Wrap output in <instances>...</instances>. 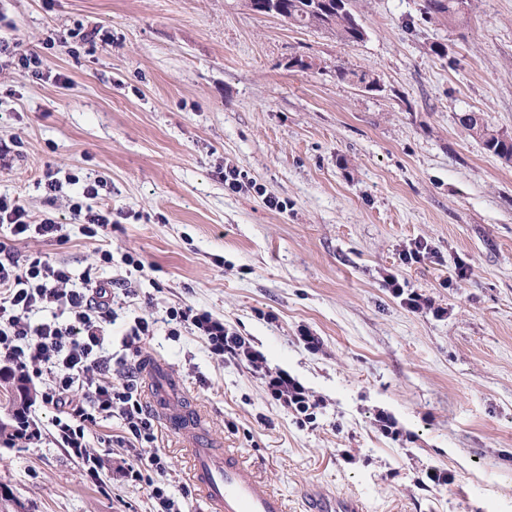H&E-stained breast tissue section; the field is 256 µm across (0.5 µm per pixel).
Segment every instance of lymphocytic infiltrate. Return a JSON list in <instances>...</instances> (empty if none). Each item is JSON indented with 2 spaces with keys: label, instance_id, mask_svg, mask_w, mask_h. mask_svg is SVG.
<instances>
[{
  "label": "lymphocytic infiltrate",
  "instance_id": "obj_1",
  "mask_svg": "<svg viewBox=\"0 0 512 512\" xmlns=\"http://www.w3.org/2000/svg\"><path fill=\"white\" fill-rule=\"evenodd\" d=\"M98 182L84 183L81 198L71 214L81 223L87 238L106 236L112 226V205L98 199ZM98 207H91V200ZM0 224L10 227L11 241H0V367L25 381H39L42 404L61 414L55 438L59 447L99 475V457L89 433L100 422L116 418L123 433L118 442L125 456L118 474L142 482L149 489L152 512H183L181 502L165 483L168 463L162 450L143 454L158 430L137 373L140 362L113 356L105 344L113 322L112 290L93 270L74 278L67 264L46 256L18 257V242L32 238L63 241V227L53 216L33 218L19 198L0 194ZM49 319L32 323L37 312ZM169 335L190 331L205 344L217 363H233L260 380L266 397L284 415L300 423H314L324 400L297 377L282 368H271L253 340L243 336L222 316L190 306L171 308L164 320L138 316L126 332L124 344L133 347L153 336L158 325ZM120 366L124 380L112 385L109 375Z\"/></svg>",
  "mask_w": 512,
  "mask_h": 512
}]
</instances>
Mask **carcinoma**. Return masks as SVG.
Segmentation results:
<instances>
[{"label": "carcinoma", "mask_w": 512, "mask_h": 512, "mask_svg": "<svg viewBox=\"0 0 512 512\" xmlns=\"http://www.w3.org/2000/svg\"><path fill=\"white\" fill-rule=\"evenodd\" d=\"M349 2L350 0H280V16L293 24L330 31L346 43H357L363 40L365 31L357 25ZM462 3L466 5L468 0H423L422 13L431 21L440 18L452 21L462 12ZM336 78L352 84L374 82L370 74L343 65L336 66ZM464 127L481 141L487 151L506 162H512L511 137L490 128L479 117L470 120Z\"/></svg>", "instance_id": "1"}]
</instances>
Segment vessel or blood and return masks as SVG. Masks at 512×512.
<instances>
[{
  "instance_id": "vessel-or-blood-1",
  "label": "vessel or blood",
  "mask_w": 512,
  "mask_h": 512,
  "mask_svg": "<svg viewBox=\"0 0 512 512\" xmlns=\"http://www.w3.org/2000/svg\"><path fill=\"white\" fill-rule=\"evenodd\" d=\"M178 391V381L162 369L160 381L149 394L151 405L162 406ZM171 432L188 440L191 473L209 512H285L282 497L273 492L246 465L238 452L200 444L203 416L195 408H182L166 419ZM306 512H362L356 500L341 495L314 493L305 499Z\"/></svg>"
}]
</instances>
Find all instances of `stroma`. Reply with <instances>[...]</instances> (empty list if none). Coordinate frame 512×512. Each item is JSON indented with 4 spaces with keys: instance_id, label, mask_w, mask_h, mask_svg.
Instances as JSON below:
<instances>
[{
    "instance_id": "obj_1",
    "label": "stroma",
    "mask_w": 512,
    "mask_h": 512,
    "mask_svg": "<svg viewBox=\"0 0 512 512\" xmlns=\"http://www.w3.org/2000/svg\"><path fill=\"white\" fill-rule=\"evenodd\" d=\"M421 5L351 0L365 36L348 45L245 0H0V39L39 47L44 73L0 70V193L54 216L66 236L20 242L19 256L76 275L99 265L116 300L113 353L135 316L204 308L321 396L302 426L189 331L140 345V358L175 369L180 404L206 412L214 447L240 449L287 512L314 488L353 494L365 512H512V163L459 122L472 112L512 135V0H471L449 24L426 21ZM78 27L112 42L59 41ZM300 57L317 68L295 67ZM340 64L382 90L338 81ZM228 166L257 190L225 191ZM50 168L62 184L52 199ZM73 175L100 181L123 214L111 264L72 220ZM418 240L432 256L402 265ZM127 253L142 272H129ZM388 269L447 316L404 309ZM303 326L322 350L299 342ZM24 404L43 437L0 434V512H150L146 485L112 474L119 421L92 430L105 452L97 485L54 441L55 410L0 372V423ZM380 409L403 440L375 432ZM157 446L170 492L205 512L167 428ZM428 465L454 484L421 489Z\"/></svg>"
}]
</instances>
